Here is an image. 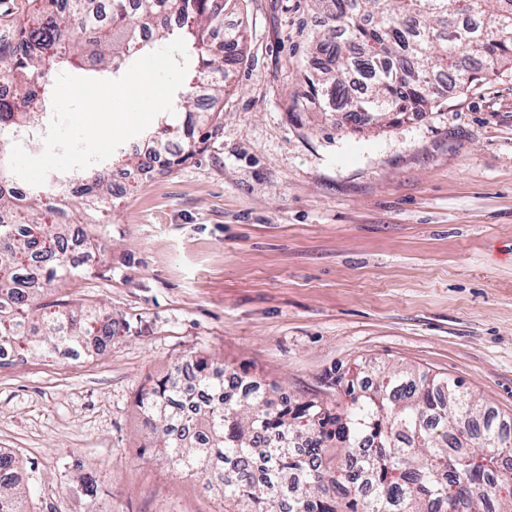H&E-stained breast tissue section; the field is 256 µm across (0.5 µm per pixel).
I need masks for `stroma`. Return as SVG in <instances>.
Instances as JSON below:
<instances>
[{
	"instance_id": "stroma-1",
	"label": "stroma",
	"mask_w": 512,
	"mask_h": 512,
	"mask_svg": "<svg viewBox=\"0 0 512 512\" xmlns=\"http://www.w3.org/2000/svg\"><path fill=\"white\" fill-rule=\"evenodd\" d=\"M246 55L186 163L101 200L100 242L41 297L125 325L107 351L0 366V449L32 512H221L140 456L136 395L194 355L273 395L344 403L338 376L407 368L512 422V67L432 111L354 128L289 105L316 70L310 0H242ZM96 495L75 494L82 475Z\"/></svg>"
}]
</instances>
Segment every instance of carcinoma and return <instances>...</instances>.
<instances>
[{
  "instance_id": "obj_1",
  "label": "carcinoma",
  "mask_w": 512,
  "mask_h": 512,
  "mask_svg": "<svg viewBox=\"0 0 512 512\" xmlns=\"http://www.w3.org/2000/svg\"><path fill=\"white\" fill-rule=\"evenodd\" d=\"M37 20L0 40V82L27 88L0 96V132L38 126L47 88L37 79L94 66L117 76L123 68L177 37L189 67L178 91L183 144L170 149L174 126L153 133L177 166L201 144L199 128L213 113L197 111L196 89L211 82L212 99L245 54L236 29L213 41L224 15L241 0H42ZM327 20L308 34L310 47L336 61L304 74L291 111L310 102L343 101L354 126L390 115L428 112L434 77L454 89L485 81L512 65V0H310ZM176 15L178 27L168 23ZM108 162L59 173L23 191L0 151V349L44 356L79 352L97 336L106 344L123 325L92 307L38 311L43 287L77 269L63 255L71 235L70 210L113 195ZM198 391L221 397L204 404L183 392L175 375L141 390V455L157 456L177 471L205 479L224 512H512V433L444 378L378 371L346 380L349 403L336 412L316 401L282 405L259 382L236 374L251 389L226 398L221 363L193 358ZM310 448L300 453L294 440ZM478 440L473 449L469 441ZM16 456L0 449V512H29L26 486L16 478Z\"/></svg>"
}]
</instances>
